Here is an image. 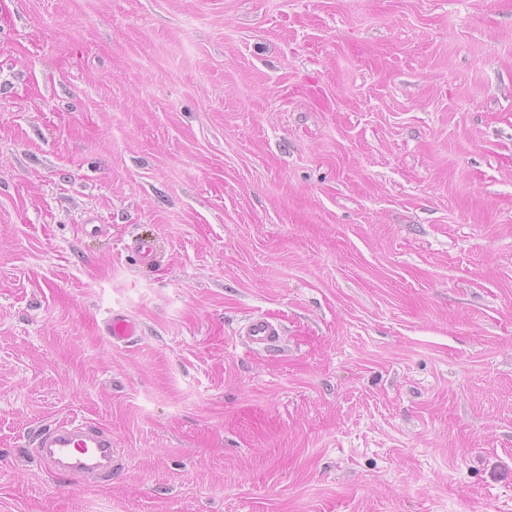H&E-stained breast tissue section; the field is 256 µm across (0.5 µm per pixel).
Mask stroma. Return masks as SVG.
Segmentation results:
<instances>
[{"label": "stroma", "mask_w": 512, "mask_h": 512, "mask_svg": "<svg viewBox=\"0 0 512 512\" xmlns=\"http://www.w3.org/2000/svg\"><path fill=\"white\" fill-rule=\"evenodd\" d=\"M0 512H512V0H0ZM102 331L113 343L127 342L139 335V324L122 312H111L104 320ZM283 333V327L279 322L255 315L244 324L241 336L247 347L258 350L277 347ZM33 447L35 461L50 476L86 484L112 480V434L94 422L67 420L43 427Z\"/></svg>", "instance_id": "obj_1"}]
</instances>
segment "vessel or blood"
Segmentation results:
<instances>
[{
	"mask_svg": "<svg viewBox=\"0 0 512 512\" xmlns=\"http://www.w3.org/2000/svg\"><path fill=\"white\" fill-rule=\"evenodd\" d=\"M102 331L113 342H126L138 336L140 327L128 315L110 313ZM282 325L265 316H252L241 336L247 347L269 349L278 346ZM37 464L49 475H63L87 484L112 478V435L90 421L67 420L39 429L33 440Z\"/></svg>",
	"mask_w": 512,
	"mask_h": 512,
	"instance_id": "1",
	"label": "vessel or blood"
}]
</instances>
